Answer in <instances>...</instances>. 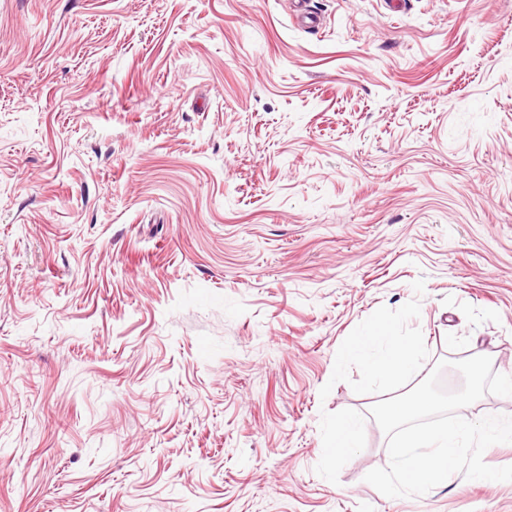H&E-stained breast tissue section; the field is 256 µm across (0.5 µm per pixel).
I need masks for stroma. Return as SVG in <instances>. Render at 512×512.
I'll list each match as a JSON object with an SVG mask.
<instances>
[{
	"label": "stroma",
	"instance_id": "35a3bbf8",
	"mask_svg": "<svg viewBox=\"0 0 512 512\" xmlns=\"http://www.w3.org/2000/svg\"><path fill=\"white\" fill-rule=\"evenodd\" d=\"M289 2L0 0V512H512L365 480L375 403L512 371V0ZM416 347L387 327L376 326L358 337L341 355L342 361H362L374 379H396L416 368ZM361 423L353 417H336V431L331 444L334 456L348 455L360 448Z\"/></svg>",
	"mask_w": 512,
	"mask_h": 512
}]
</instances>
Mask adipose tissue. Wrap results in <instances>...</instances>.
Wrapping results in <instances>:
<instances>
[{
  "mask_svg": "<svg viewBox=\"0 0 512 512\" xmlns=\"http://www.w3.org/2000/svg\"><path fill=\"white\" fill-rule=\"evenodd\" d=\"M416 347L387 327L377 326L358 337L341 355L342 360L362 361L372 378L396 379L416 368Z\"/></svg>",
  "mask_w": 512,
  "mask_h": 512,
  "instance_id": "adipose-tissue-1",
  "label": "adipose tissue"
}]
</instances>
